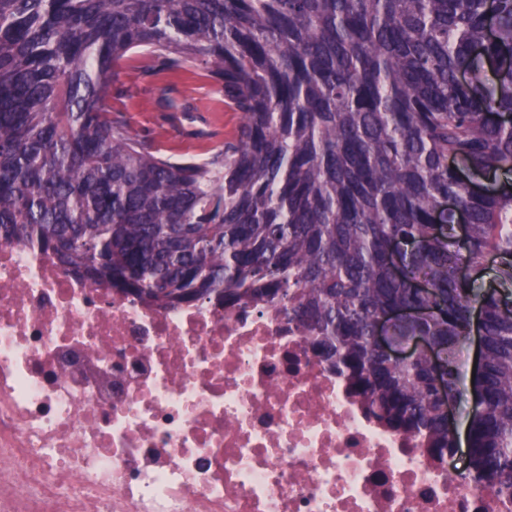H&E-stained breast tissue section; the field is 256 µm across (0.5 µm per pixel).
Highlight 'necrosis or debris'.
Listing matches in <instances>:
<instances>
[{
	"mask_svg": "<svg viewBox=\"0 0 512 512\" xmlns=\"http://www.w3.org/2000/svg\"><path fill=\"white\" fill-rule=\"evenodd\" d=\"M0 512H512L268 306L159 310L0 240Z\"/></svg>",
	"mask_w": 512,
	"mask_h": 512,
	"instance_id": "necrosis-or-debris-1",
	"label": "necrosis or debris"
}]
</instances>
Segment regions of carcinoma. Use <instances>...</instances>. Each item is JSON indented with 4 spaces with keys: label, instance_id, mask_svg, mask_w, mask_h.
<instances>
[{
    "label": "carcinoma",
    "instance_id": "cac0c4a2",
    "mask_svg": "<svg viewBox=\"0 0 512 512\" xmlns=\"http://www.w3.org/2000/svg\"><path fill=\"white\" fill-rule=\"evenodd\" d=\"M138 50L201 66L237 133L194 160L133 132L112 99ZM462 169L512 175V0H0V240L160 309L276 305L433 456L440 396L470 403V469L509 494L512 184ZM399 309L389 341L432 358L378 344Z\"/></svg>",
    "mask_w": 512,
    "mask_h": 512
}]
</instances>
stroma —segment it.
<instances>
[{"label":"stroma","instance_id":"35a3bbf8","mask_svg":"<svg viewBox=\"0 0 512 512\" xmlns=\"http://www.w3.org/2000/svg\"><path fill=\"white\" fill-rule=\"evenodd\" d=\"M126 93L113 101L130 127L150 137L164 152L180 158L202 159L237 131L240 119L224 97L190 64L178 75L124 77Z\"/></svg>","mask_w":512,"mask_h":512}]
</instances>
